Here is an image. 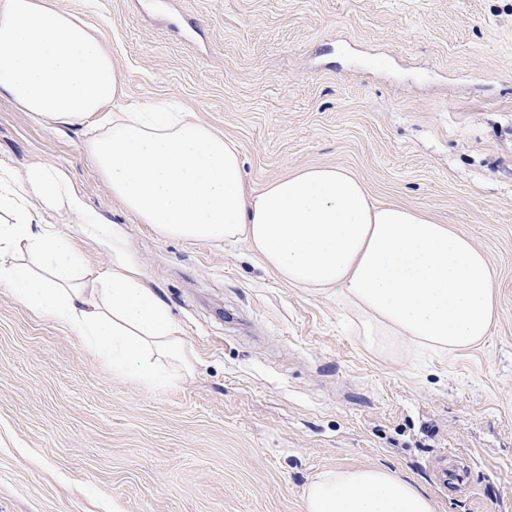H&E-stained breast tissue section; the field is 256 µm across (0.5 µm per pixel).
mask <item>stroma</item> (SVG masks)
Listing matches in <instances>:
<instances>
[{
    "label": "stroma",
    "instance_id": "stroma-1",
    "mask_svg": "<svg viewBox=\"0 0 512 512\" xmlns=\"http://www.w3.org/2000/svg\"><path fill=\"white\" fill-rule=\"evenodd\" d=\"M110 48L126 102L166 97L236 141L245 183L352 171L486 251L500 317L452 353H379L335 292L244 244L160 239L113 197L86 130L0 97V167L65 170L179 323L193 371L113 372L0 287V512H303L319 473L384 466L434 512H512V0H51ZM92 274L111 236L50 214ZM466 470L453 491L438 471Z\"/></svg>",
    "mask_w": 512,
    "mask_h": 512
}]
</instances>
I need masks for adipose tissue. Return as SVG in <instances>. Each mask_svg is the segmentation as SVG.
Here are the masks:
<instances>
[{"label":"adipose tissue","instance_id":"1","mask_svg":"<svg viewBox=\"0 0 512 512\" xmlns=\"http://www.w3.org/2000/svg\"><path fill=\"white\" fill-rule=\"evenodd\" d=\"M122 91L111 55L79 17L42 0H0V96L40 118L88 128V156L114 197L161 239L245 243L294 288L332 289L358 314L368 346L403 336L442 352L480 343L499 318L495 271L470 237L417 207L380 204L341 167L314 166L246 191L239 148L160 98L111 111ZM37 197L40 212L24 206ZM82 214L66 175L33 166L0 175V286L65 326L115 373L163 389L192 364L166 303L137 269L87 278L51 212ZM304 512H433L393 470H330L309 482Z\"/></svg>","mask_w":512,"mask_h":512}]
</instances>
